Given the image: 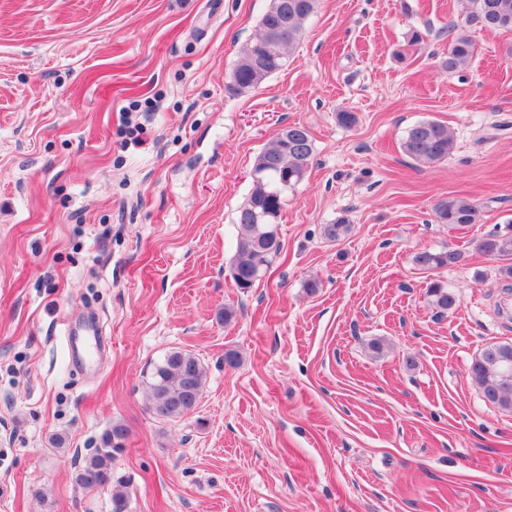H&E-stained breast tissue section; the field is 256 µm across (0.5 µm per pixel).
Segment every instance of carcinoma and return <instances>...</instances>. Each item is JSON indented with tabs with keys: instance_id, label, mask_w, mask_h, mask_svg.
Returning <instances> with one entry per match:
<instances>
[{
	"instance_id": "carcinoma-1",
	"label": "carcinoma",
	"mask_w": 512,
	"mask_h": 512,
	"mask_svg": "<svg viewBox=\"0 0 512 512\" xmlns=\"http://www.w3.org/2000/svg\"><path fill=\"white\" fill-rule=\"evenodd\" d=\"M288 13L268 8L257 32L243 46L229 74L231 91L256 89L286 65L287 53L301 38L302 24L317 8L318 0H287ZM465 23L448 30V56L442 66L454 71L465 65L475 53L470 28L512 31V0H464ZM456 146L453 131L435 120L413 125L402 139L406 156L419 165H431L448 159ZM314 154L309 130L300 125L282 129L259 153L255 166L262 170L261 181L252 182L246 202L237 215L239 234L231 276L237 288L245 291L266 273L280 243L277 219L288 189L304 177ZM439 223L452 226L475 224L480 212L469 199L450 196L435 206ZM350 225L339 219L323 227L330 241L346 236ZM490 255L512 256V234L490 233L480 243ZM463 253L453 247L425 249L413 256L423 270H445L458 266ZM427 296L439 313L453 309L456 294L443 281L434 279L427 286ZM468 373L478 385L485 402L502 410H512V343L498 342L485 346L472 360ZM206 380L199 358L183 349H172L154 363L147 378L152 411L163 418L175 419L192 411L198 404ZM126 428L114 424L101 438V447L83 461L75 474L78 485L94 483L99 487L112 484L114 453L124 448Z\"/></svg>"
}]
</instances>
